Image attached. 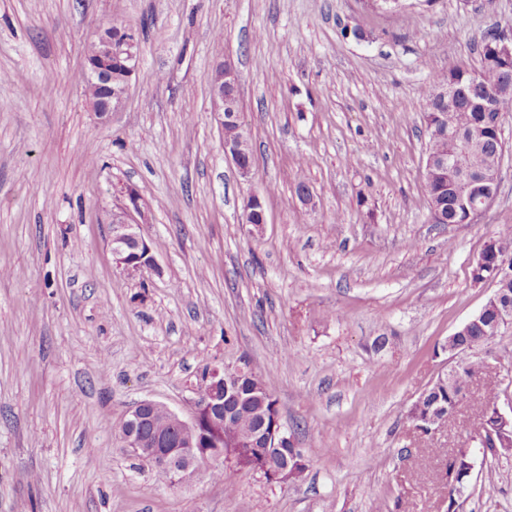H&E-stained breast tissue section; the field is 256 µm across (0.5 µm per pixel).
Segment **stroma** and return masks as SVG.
<instances>
[{
  "label": "stroma",
  "instance_id": "stroma-1",
  "mask_svg": "<svg viewBox=\"0 0 512 512\" xmlns=\"http://www.w3.org/2000/svg\"><path fill=\"white\" fill-rule=\"evenodd\" d=\"M482 3L0 0V512H448V456L480 429L471 402H512L511 330L471 351L486 367L444 430L406 420L494 292L476 257L512 232V112L488 210L435 224L422 190L433 75L478 69L491 27L512 36V0ZM115 23L139 62L102 116L79 77ZM225 60L249 180L213 112ZM128 185L163 243L139 272L110 243ZM206 363L263 377L308 460L298 481L167 485L123 451L139 401L190 417ZM473 463L458 512H512V452Z\"/></svg>",
  "mask_w": 512,
  "mask_h": 512
}]
</instances>
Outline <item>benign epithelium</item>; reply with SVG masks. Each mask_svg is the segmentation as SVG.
Returning <instances> with one entry per match:
<instances>
[{
  "mask_svg": "<svg viewBox=\"0 0 512 512\" xmlns=\"http://www.w3.org/2000/svg\"><path fill=\"white\" fill-rule=\"evenodd\" d=\"M99 38V51L95 56L86 58L84 72L87 77L97 84L106 85L112 81V63H120L124 70L123 81L112 86L110 102H90L92 110L103 116L116 111L126 97L131 76L137 66L138 44L129 31L125 32L123 37L112 36L110 27L100 32ZM503 85L505 96L485 102V107L497 126L500 125L501 114L512 110V97L508 96V93L512 92V71L504 73ZM210 89L220 127L239 131L240 98L231 63L216 66L210 76ZM224 155L237 166L242 176L251 175V163L243 161L238 139L229 135L224 137ZM460 192L467 201L468 222L482 214L493 201L491 196L480 195L479 184L469 180L461 182ZM124 199L121 207L112 213V255L118 267L125 271L138 272L154 265L155 249L153 239L145 237L142 222L137 219V216L142 214V205L135 189L126 188ZM245 223L258 228L266 223L263 203L257 195L250 197ZM484 280L491 282L495 287L493 295L489 298V302L495 306L494 318H488L486 309L483 308L463 323L453 336H465L479 327L491 340L512 327V290L506 287L507 282H512V253L496 254L489 274ZM448 353V368L441 370L434 382L446 384L448 388L457 391L459 402L462 403L467 399L468 382L460 377L456 363L461 351L458 348H450ZM249 374L250 371L243 368L231 369L209 365L205 379L196 389L193 412L188 419L182 418L163 403L152 400L138 402L129 410L121 425L125 452L153 468L167 471L172 485L197 477L201 461L223 458L221 448L200 447L201 427L207 422L224 426V416L230 415V412L224 410L225 401L237 397L241 380ZM160 409L168 418L167 433L148 429L153 416ZM509 426L512 427V416H507L498 408L495 414L482 422L481 430L473 437V441L479 444L480 452L486 454L489 449L498 447V442L505 438ZM247 440L262 454L271 457L277 455L291 438L285 432L280 417L276 415L272 427L261 425L257 431L247 435Z\"/></svg>",
  "mask_w": 512,
  "mask_h": 512,
  "instance_id": "benign-epithelium-1",
  "label": "benign epithelium"
}]
</instances>
